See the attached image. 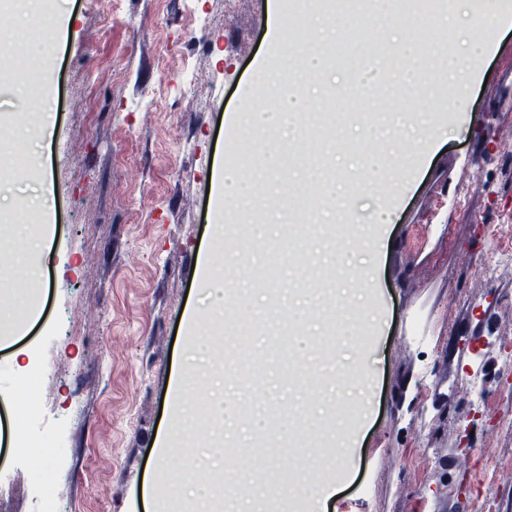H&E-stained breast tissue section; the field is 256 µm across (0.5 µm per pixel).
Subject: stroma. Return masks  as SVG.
I'll use <instances>...</instances> for the list:
<instances>
[{
  "label": "stroma",
  "mask_w": 512,
  "mask_h": 512,
  "mask_svg": "<svg viewBox=\"0 0 512 512\" xmlns=\"http://www.w3.org/2000/svg\"><path fill=\"white\" fill-rule=\"evenodd\" d=\"M53 54L36 48L44 26L11 11L18 55L39 73L19 83L36 122L0 140V320L39 286L41 316L0 342V490L18 512H143L152 469L167 492L204 487L202 508L230 512L275 470L281 512H309L303 488L338 477L328 512H512V265H490L488 229L512 225V19L468 24L486 36L483 68L406 189L391 223L373 211L399 174L373 178L383 139L356 128L414 119L430 98H396L406 59L383 25L364 40L385 55L369 87L345 59L344 38L320 42L310 20L284 12L283 43L269 28L268 0H65ZM319 48L352 94L346 118L317 128L330 104L329 76L309 73L301 48ZM316 95L302 137L276 168L270 133L240 139L231 120L261 109L278 84ZM240 143L243 158L227 155ZM255 171L248 206L223 212L218 166ZM343 189L355 221L328 223L313 192ZM52 230L39 273L17 241ZM376 284L358 282L363 304L351 332L336 328V266L343 249ZM220 278L247 310L227 329L200 286ZM202 317L191 334L187 310ZM52 365L38 374L31 353ZM192 381L175 394L178 362ZM479 380L481 406L471 402ZM51 409L52 429L14 430L29 400ZM291 427H284L283 418ZM182 430L166 457L157 443ZM197 504L185 512H197Z\"/></svg>",
  "instance_id": "35a3bbf8"
}]
</instances>
